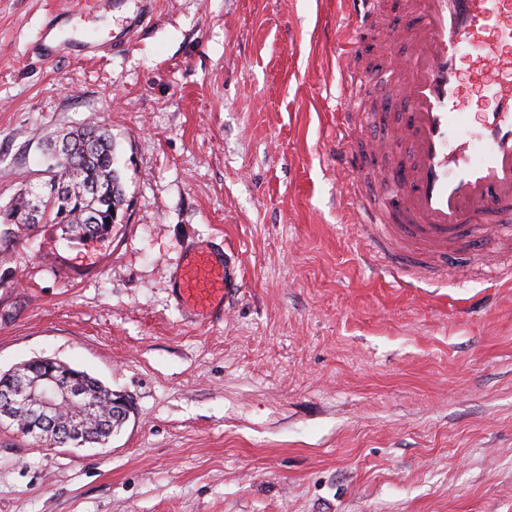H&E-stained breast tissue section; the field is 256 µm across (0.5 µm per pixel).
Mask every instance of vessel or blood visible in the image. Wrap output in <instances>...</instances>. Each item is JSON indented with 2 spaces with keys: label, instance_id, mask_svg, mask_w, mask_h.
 I'll use <instances>...</instances> for the list:
<instances>
[{
  "label": "vessel or blood",
  "instance_id": "obj_1",
  "mask_svg": "<svg viewBox=\"0 0 512 512\" xmlns=\"http://www.w3.org/2000/svg\"><path fill=\"white\" fill-rule=\"evenodd\" d=\"M403 10L411 22L396 26L383 20L381 0H359L341 52V68L350 70L367 28L384 47L405 42L419 49L404 66L387 55L385 82L364 74L380 110L398 112L389 135L370 136L369 113L354 92L345 94L344 132L358 133L369 152L388 162L376 172L345 156L346 181L366 187L351 204L383 226L374 244L395 269L436 271L478 243L495 256L512 254V0H404ZM465 61L477 87L464 80ZM478 88L494 98L488 111L471 109ZM179 277L180 303L206 318L233 289L223 263L203 249L189 256Z\"/></svg>",
  "mask_w": 512,
  "mask_h": 512
}]
</instances>
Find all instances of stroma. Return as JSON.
<instances>
[{"mask_svg": "<svg viewBox=\"0 0 512 512\" xmlns=\"http://www.w3.org/2000/svg\"><path fill=\"white\" fill-rule=\"evenodd\" d=\"M348 23L341 0H0V206L90 121L124 190L107 238L9 243L0 373L55 358L131 406L103 448L0 430V512H512V283L469 251L373 276L336 184ZM201 247L238 283L219 324L176 303Z\"/></svg>", "mask_w": 512, "mask_h": 512, "instance_id": "35a3bbf8", "label": "stroma"}]
</instances>
